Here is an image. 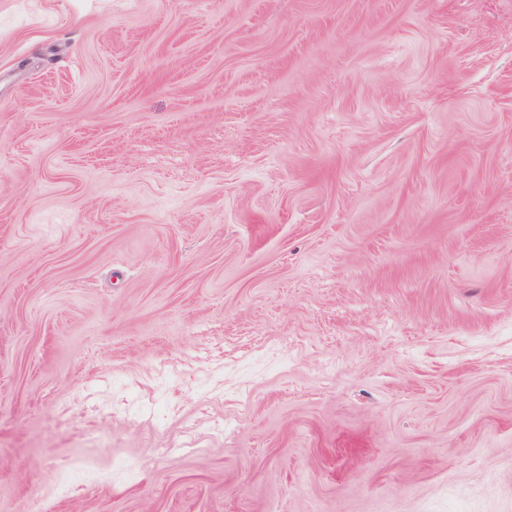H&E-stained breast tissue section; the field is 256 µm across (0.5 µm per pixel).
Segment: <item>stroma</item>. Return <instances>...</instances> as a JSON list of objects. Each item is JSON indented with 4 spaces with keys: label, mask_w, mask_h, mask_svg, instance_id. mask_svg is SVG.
<instances>
[{
    "label": "stroma",
    "mask_w": 512,
    "mask_h": 512,
    "mask_svg": "<svg viewBox=\"0 0 512 512\" xmlns=\"http://www.w3.org/2000/svg\"><path fill=\"white\" fill-rule=\"evenodd\" d=\"M0 512H512V0H0Z\"/></svg>",
    "instance_id": "35a3bbf8"
}]
</instances>
